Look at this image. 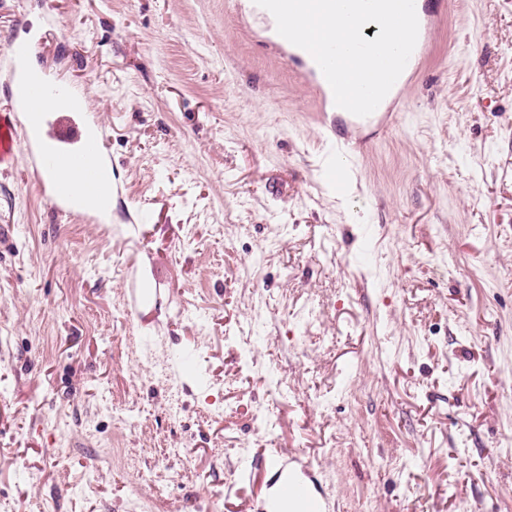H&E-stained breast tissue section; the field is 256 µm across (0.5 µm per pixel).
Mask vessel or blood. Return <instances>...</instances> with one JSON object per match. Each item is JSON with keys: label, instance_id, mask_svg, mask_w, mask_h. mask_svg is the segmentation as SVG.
I'll return each instance as SVG.
<instances>
[{"label": "vessel or blood", "instance_id": "b4317fda", "mask_svg": "<svg viewBox=\"0 0 512 512\" xmlns=\"http://www.w3.org/2000/svg\"><path fill=\"white\" fill-rule=\"evenodd\" d=\"M447 4L448 0H428L417 7L413 57L423 56ZM52 32L48 25L11 44L12 79L0 96V167L12 166L16 156H24L36 175L38 193L52 207L88 224H106L116 190L107 132L80 86L61 83L49 70L34 73L28 68L32 54L50 41ZM274 42L287 51L323 104H332V89L313 57L283 37ZM269 465L278 475V486L266 512H329V500L286 467L282 457L271 458Z\"/></svg>", "mask_w": 512, "mask_h": 512}]
</instances>
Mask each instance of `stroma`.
I'll use <instances>...</instances> for the list:
<instances>
[{
	"instance_id": "stroma-1",
	"label": "stroma",
	"mask_w": 512,
	"mask_h": 512,
	"mask_svg": "<svg viewBox=\"0 0 512 512\" xmlns=\"http://www.w3.org/2000/svg\"><path fill=\"white\" fill-rule=\"evenodd\" d=\"M51 18L120 190L86 224L0 169V501L261 512L284 453L332 512H512V0L337 139L234 0H0V87Z\"/></svg>"
}]
</instances>
